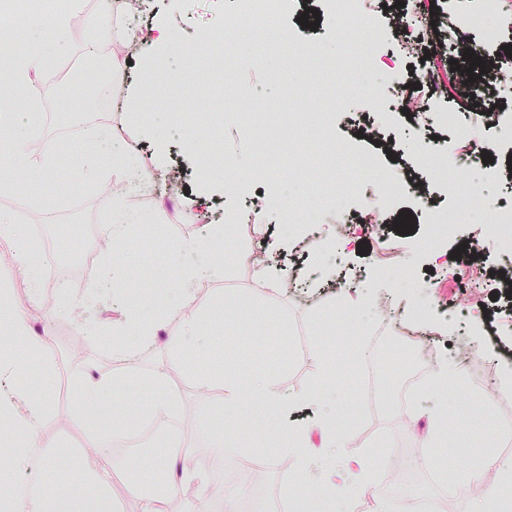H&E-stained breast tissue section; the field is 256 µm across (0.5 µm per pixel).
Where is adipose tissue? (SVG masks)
<instances>
[{"instance_id": "adipose-tissue-1", "label": "adipose tissue", "mask_w": 512, "mask_h": 512, "mask_svg": "<svg viewBox=\"0 0 512 512\" xmlns=\"http://www.w3.org/2000/svg\"><path fill=\"white\" fill-rule=\"evenodd\" d=\"M208 237H201L184 244L173 261L180 266L182 275L178 284L171 290L165 311L147 313L133 309L127 337L124 342L114 344L113 351L127 360H135L139 353L153 342L154 324L170 319L193 322L196 313V285L198 282L218 275L219 270L208 259ZM9 335L19 341L25 350V360L38 361L44 377H52L54 363L45 354L44 339L34 333L24 315L17 313L6 321ZM190 376L199 386L220 383L224 389V404L234 407L242 400L263 404L275 416H285L287 411L299 401L298 396L283 393L274 378L245 377L228 374L217 377L209 372L194 370ZM23 403V410H16V403ZM16 410V452L17 466H26L31 460L42 455L46 446L42 430L51 419L49 400L46 394L34 391L27 383H19L12 396L0 398V411ZM324 454H315L304 431L280 429L275 438L279 448L293 457L299 466L310 471L322 492L334 498L335 512H348L342 496L346 493L358 494L366 490L371 475L359 455L349 454L343 435L331 427L323 429ZM91 455L83 459V477L95 492L89 499L71 492L50 494L38 485H16L0 491V512H98L97 506L109 503L111 497V462L101 448L99 437H91ZM172 485L193 484L195 497L199 502H207L213 489L209 480V464L206 459H188L186 454L172 455L168 463Z\"/></svg>"}]
</instances>
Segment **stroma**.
<instances>
[{"mask_svg": "<svg viewBox=\"0 0 512 512\" xmlns=\"http://www.w3.org/2000/svg\"><path fill=\"white\" fill-rule=\"evenodd\" d=\"M320 13L317 29L299 21L305 9ZM482 0H425L422 14L433 21L420 53L405 47V13L398 0L351 7L353 37L338 29L333 0H286L272 21L288 38V50L261 54L243 46L231 54L224 81L202 82L194 63L201 43L225 24L241 21L242 0H0V17L18 29V45H0V99L15 95V60L39 51L19 12L54 22L67 12L70 40L53 50L32 81L39 108L23 130L30 139L28 161L0 171V213L30 230L37 247L22 252L0 242V312L26 309L32 329L46 338L56 365L50 390V441L60 461H37L13 469L11 444H0L1 488L48 484L92 496L81 460L91 426L76 410L77 381L106 372L120 381L107 399L113 436L127 428L123 410L148 406L158 397L149 386L159 370L178 391L172 420L183 426L185 451L222 466L211 474L215 489L197 506L191 486L169 489L167 512H214L225 494L265 491L263 512H281L296 491L310 483L304 472L282 468L281 451L268 447L265 415L245 405L224 407V391L198 388L191 369L216 374L274 376L288 394L317 392L295 408L294 426L311 428L330 417L346 433L352 453L365 457L372 473L369 492L354 512H411L414 502H431L435 512H464L466 500L512 493V388L499 377L512 369V297L500 288L505 262L497 249L499 212L512 209V0H501L495 19L500 37L487 41L468 20ZM137 11L142 30L165 27V46L150 49L127 41L122 19ZM108 55L106 73L95 83H72L85 72L93 52ZM486 63L469 78L467 53ZM434 84L428 111L415 115L392 108L389 87L418 80ZM110 109L101 129L126 146L156 189L146 195L116 191L127 169L107 160L86 167L78 160L90 131L88 115L101 95ZM492 107L489 124H471L473 113ZM455 113L456 126L441 120ZM379 135L367 143L357 126ZM493 161L475 168L489 177L494 193L482 219L458 214L454 199L439 189L456 179L451 162L459 130ZM51 150V163L42 160ZM401 183L406 194L380 199V182ZM383 223H360L369 206ZM136 215L162 247L161 259L129 238L106 243L115 213ZM407 229H400L402 217ZM348 219L349 234L334 231ZM97 229L93 257L83 271L61 281L41 278L40 299L16 275L21 263L57 249L70 258L80 250L85 226ZM222 229L224 275L198 283L199 325L165 322L153 345L136 361L112 354L114 332L130 307L145 299L134 286L153 273L150 288L163 289L178 270L169 256L194 241L205 227ZM296 269L289 282H264L254 275L251 255ZM410 268L414 283L400 277ZM146 280V279H145ZM380 307L378 318L349 314L346 300ZM180 363H173V354ZM448 362V392H435L432 373ZM453 426L433 447H424L435 412ZM223 415L224 445L212 447L207 416ZM485 469L484 482L467 484L472 469ZM157 467L119 464L112 471V512H140L131 486L146 488ZM467 487L466 498L443 501L442 486Z\"/></svg>", "mask_w": 512, "mask_h": 512, "instance_id": "stroma-1", "label": "stroma"}]
</instances>
